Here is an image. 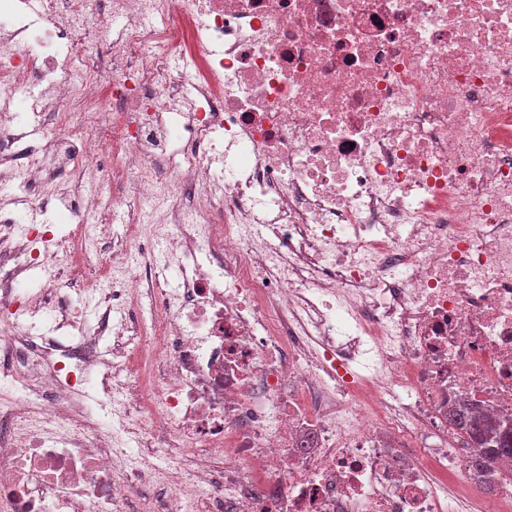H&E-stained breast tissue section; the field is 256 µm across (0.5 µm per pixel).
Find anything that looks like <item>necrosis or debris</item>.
<instances>
[{"label": "necrosis or debris", "mask_w": 512, "mask_h": 512, "mask_svg": "<svg viewBox=\"0 0 512 512\" xmlns=\"http://www.w3.org/2000/svg\"><path fill=\"white\" fill-rule=\"evenodd\" d=\"M28 83L69 102L45 144L16 107ZM74 174L95 183L76 229L40 238L30 214ZM16 177L0 512H124L156 458L155 512H512V458L488 500L446 417L512 418V0H0ZM127 197L118 246L90 253ZM61 250L92 287L138 271L95 324L56 277L17 285ZM160 257L176 287L152 286L136 329L111 322ZM50 314L71 333L41 346ZM117 399L121 431L97 413Z\"/></svg>", "instance_id": "obj_1"}]
</instances>
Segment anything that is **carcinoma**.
<instances>
[{
    "label": "carcinoma",
    "mask_w": 512,
    "mask_h": 512,
    "mask_svg": "<svg viewBox=\"0 0 512 512\" xmlns=\"http://www.w3.org/2000/svg\"><path fill=\"white\" fill-rule=\"evenodd\" d=\"M448 425L479 448L478 460L496 462L512 456V422L505 427L499 419L462 405L449 411Z\"/></svg>",
    "instance_id": "cac0c4a2"
}]
</instances>
